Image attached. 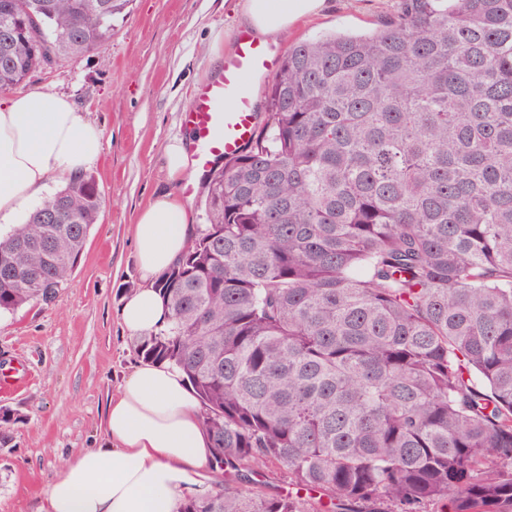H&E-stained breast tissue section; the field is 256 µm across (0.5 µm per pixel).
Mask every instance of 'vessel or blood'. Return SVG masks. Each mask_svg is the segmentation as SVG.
<instances>
[{
	"label": "vessel or blood",
	"mask_w": 512,
	"mask_h": 512,
	"mask_svg": "<svg viewBox=\"0 0 512 512\" xmlns=\"http://www.w3.org/2000/svg\"><path fill=\"white\" fill-rule=\"evenodd\" d=\"M275 62L269 44L243 33L225 55L219 73L197 87L185 121L193 132L187 149L198 175L207 174L216 159L239 153L247 143L255 124L247 84L269 72Z\"/></svg>",
	"instance_id": "vessel-or-blood-1"
}]
</instances>
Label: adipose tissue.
Here are the masks:
<instances>
[{
  "label": "adipose tissue",
  "instance_id": "obj_1",
  "mask_svg": "<svg viewBox=\"0 0 512 512\" xmlns=\"http://www.w3.org/2000/svg\"><path fill=\"white\" fill-rule=\"evenodd\" d=\"M325 2L239 0L237 12L250 33L275 39L319 14ZM102 152L99 126L69 97L30 91L0 100V223H13L43 193L48 177L83 175ZM190 222L185 203L168 193L139 214L135 249L142 284L120 310L130 335L166 327L168 311L155 282L185 251ZM104 430L107 446L67 459L38 512H178L185 495L217 484L201 404L171 364H138L110 397Z\"/></svg>",
  "mask_w": 512,
  "mask_h": 512
}]
</instances>
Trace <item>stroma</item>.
Wrapping results in <instances>:
<instances>
[{"instance_id":"35a3bbf8","label":"stroma","mask_w":512,"mask_h":512,"mask_svg":"<svg viewBox=\"0 0 512 512\" xmlns=\"http://www.w3.org/2000/svg\"><path fill=\"white\" fill-rule=\"evenodd\" d=\"M391 2L330 0L274 48L281 55L289 43L328 32L375 29ZM232 7V0H131L102 51L62 59L15 88L67 95L97 122L103 152L90 173L103 206L55 300L0 313V366L20 362L30 373L17 391L0 393V410L11 414L10 440L0 446V512H34L64 460L107 443L108 397L139 361L119 317L140 286L136 216L160 193L182 192L167 178L164 148L188 131L183 114L216 68L214 40L234 48Z\"/></svg>"}]
</instances>
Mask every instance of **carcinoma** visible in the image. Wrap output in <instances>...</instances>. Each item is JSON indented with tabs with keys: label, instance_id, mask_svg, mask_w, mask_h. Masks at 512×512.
Segmentation results:
<instances>
[{
	"label": "carcinoma",
	"instance_id": "cac0c4a2",
	"mask_svg": "<svg viewBox=\"0 0 512 512\" xmlns=\"http://www.w3.org/2000/svg\"><path fill=\"white\" fill-rule=\"evenodd\" d=\"M130 0H0V91L102 50ZM103 197L0 236V310L51 302ZM135 339L203 409L216 492L179 512H512V0H396L292 44ZM310 492L241 488L261 467Z\"/></svg>",
	"mask_w": 512,
	"mask_h": 512
}]
</instances>
